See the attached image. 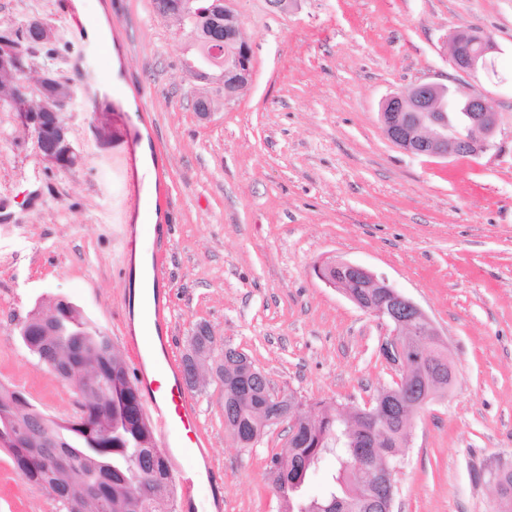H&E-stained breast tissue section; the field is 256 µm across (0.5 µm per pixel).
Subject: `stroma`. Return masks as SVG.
I'll return each mask as SVG.
<instances>
[{"label": "stroma", "mask_w": 512, "mask_h": 512, "mask_svg": "<svg viewBox=\"0 0 512 512\" xmlns=\"http://www.w3.org/2000/svg\"><path fill=\"white\" fill-rule=\"evenodd\" d=\"M63 0H0V26L36 16L56 27V55L33 53L34 75L76 83L67 113L78 164H45L17 112L0 105V383L55 419L75 411L74 387L22 343L31 311L64 297L125 360L134 333L124 264L122 183L112 151L128 130L148 138L170 242L163 354L146 371L181 370L204 323L245 353L275 393L302 412L370 406L398 374L379 355L385 325L327 287L314 266L364 265L416 302L447 347L454 378L413 418L395 474L393 512H497L495 476L512 466V0H234L252 43L254 76L209 119L193 109L186 38L154 0H84L112 25L118 75L85 77L67 50ZM498 46L496 75L451 64L453 31ZM418 82L477 88L497 118L478 158H413L385 136L382 100ZM196 431L210 452L194 462L212 495L198 512H280L268 478L288 426L240 447L224 425V386L194 390ZM0 512H60L0 449Z\"/></svg>", "instance_id": "obj_1"}]
</instances>
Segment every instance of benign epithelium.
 Masks as SVG:
<instances>
[{
    "label": "benign epithelium",
    "mask_w": 512,
    "mask_h": 512,
    "mask_svg": "<svg viewBox=\"0 0 512 512\" xmlns=\"http://www.w3.org/2000/svg\"><path fill=\"white\" fill-rule=\"evenodd\" d=\"M202 15L224 26L223 49L210 47L183 60L184 70L194 79L218 88L224 99L234 98L237 91L253 78V50L242 36L232 0H208L200 7ZM58 40L56 28L46 20L35 17L26 22L18 32L0 38V72L13 78L22 105L20 116L24 127L35 138L42 161L55 168L65 169L74 162L70 127L64 117L75 97L71 83L47 73L40 82L30 87L15 69L17 61L42 45ZM496 44L486 38L475 44L468 35L458 30L450 42V57L454 70L465 76L495 72L493 54ZM41 98L40 108L31 110L27 98ZM381 123L388 140L401 152L416 158L447 159L449 157H479L495 147L497 119L486 96L471 92L460 96L448 85L418 82L392 93L381 104ZM316 277L330 288L338 290L347 283L359 288H382L388 303L371 304L364 311L392 327L379 347L387 363L399 373L398 383L414 380L416 368L431 356L434 347L425 346L432 341L435 347L442 345L439 333L425 311L411 298L403 294L384 278L369 268L344 260H331L314 266ZM72 322L71 315L54 306L37 323L28 320L20 328V335H36L42 341V363L60 380L75 382L74 372L60 358L56 345L46 341L58 336ZM212 336L207 329L190 338L185 358L193 368L185 375L186 384L197 386L202 378L198 375L199 364L213 360L219 380H224V356L213 357L214 345L207 344ZM12 440L19 445L34 444L45 436L42 420H20L11 416L3 420Z\"/></svg>",
    "instance_id": "1"
}]
</instances>
